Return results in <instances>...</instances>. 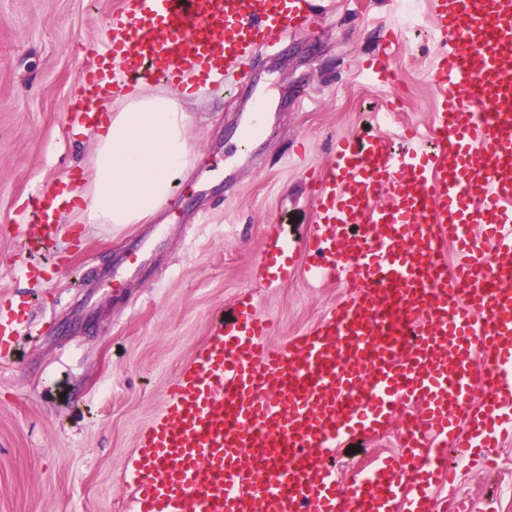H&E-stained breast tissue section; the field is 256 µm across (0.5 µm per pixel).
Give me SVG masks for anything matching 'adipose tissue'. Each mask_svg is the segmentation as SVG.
Segmentation results:
<instances>
[{
	"mask_svg": "<svg viewBox=\"0 0 512 512\" xmlns=\"http://www.w3.org/2000/svg\"><path fill=\"white\" fill-rule=\"evenodd\" d=\"M192 121L177 93L124 96L95 135L90 202L78 212L80 223L138 224L160 212L195 162Z\"/></svg>",
	"mask_w": 512,
	"mask_h": 512,
	"instance_id": "adipose-tissue-1",
	"label": "adipose tissue"
}]
</instances>
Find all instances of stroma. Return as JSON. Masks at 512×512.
<instances>
[{"label":"stroma","instance_id":"obj_1","mask_svg":"<svg viewBox=\"0 0 512 512\" xmlns=\"http://www.w3.org/2000/svg\"><path fill=\"white\" fill-rule=\"evenodd\" d=\"M121 0H0V303L30 300V335L0 361V512H129L122 477L142 431L161 412L171 380L211 336L237 297L252 291L268 320L271 347L319 323L341 285L298 276L256 285L266 227L301 240L314 217L312 177L337 140L394 125L430 133L436 93L429 70L440 42L406 27L405 0H334L315 32L298 31L256 52L250 82L234 94L204 87L185 97L194 114L195 168L153 219L119 227L58 218L65 265L42 279L10 267L31 253L9 232L44 188L74 174L90 178L95 133L73 128L69 104L86 49L107 35ZM399 33L392 84L360 68L388 30ZM272 86L265 132L227 157L252 97ZM141 249L142 263L125 255ZM121 289H114L113 278ZM338 449V475L396 450V433ZM490 471L463 448L448 450L456 492L476 512H512V441L493 449Z\"/></svg>","mask_w":512,"mask_h":512}]
</instances>
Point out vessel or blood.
I'll return each instance as SVG.
<instances>
[{
    "label": "vessel or blood",
    "mask_w": 512,
    "mask_h": 512,
    "mask_svg": "<svg viewBox=\"0 0 512 512\" xmlns=\"http://www.w3.org/2000/svg\"><path fill=\"white\" fill-rule=\"evenodd\" d=\"M428 4L444 46L430 72L437 151L413 129L401 154L384 135L337 143L308 236L296 245L270 228L260 270L270 285L300 275L349 291L279 349L252 295L239 297L141 435L124 475L130 512H437V489L454 482L448 447L484 453L512 432V0ZM326 11L322 0H122L70 109L102 123L94 101L155 74L173 89L223 85ZM389 55L382 46L366 64L372 82L391 80ZM268 98L256 96L245 136L259 135ZM75 183L40 194L44 239H57ZM27 322L26 302L0 306L1 361ZM397 418L399 452L345 481L331 471L338 446L381 438Z\"/></svg>",
    "instance_id": "1"
}]
</instances>
